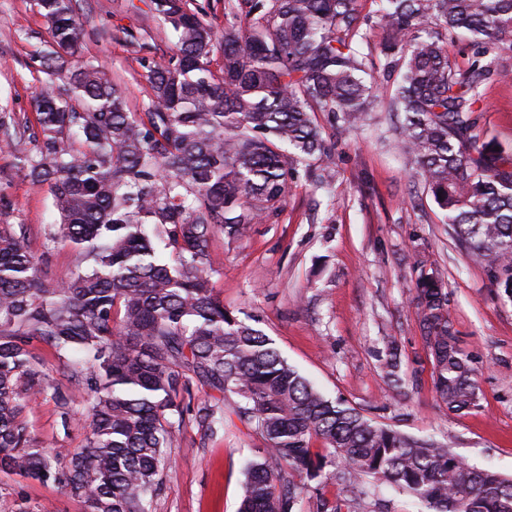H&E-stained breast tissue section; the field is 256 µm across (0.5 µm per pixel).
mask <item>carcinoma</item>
I'll use <instances>...</instances> for the list:
<instances>
[{
	"label": "carcinoma",
	"instance_id": "obj_1",
	"mask_svg": "<svg viewBox=\"0 0 512 512\" xmlns=\"http://www.w3.org/2000/svg\"><path fill=\"white\" fill-rule=\"evenodd\" d=\"M77 2L36 0L54 47L44 73L61 91L35 98L34 129L0 116V144L48 185L60 218L53 238L74 251L70 277L55 281L40 274L28 227L0 224V474L52 483L86 512H154L179 426L189 419L215 437L229 405L264 441L244 465L239 512H302L310 493L315 512H354L369 478L428 512H512V478L314 387L267 334L224 308L211 252L214 233L242 237L277 210L293 165L310 160L309 177L332 183L336 144L318 114L352 128L378 104L362 78L377 24L387 35L380 68L399 76L389 111L403 114L415 173L458 244L512 295V149L475 117L485 84L512 78L499 64L512 0H379L371 15L357 0H225L219 32L189 0H151L177 42L168 60L144 59L152 96L141 114L101 65L62 60L84 41ZM462 31L473 49L465 67L446 46ZM415 288L442 407L480 408L442 278L423 260ZM35 340L64 360L77 392L36 359ZM399 368L394 349L384 369L395 384ZM195 380L221 397L183 405ZM46 398L63 426L78 414L88 422L82 447L61 456L36 442L27 413ZM328 484L332 498L321 493Z\"/></svg>",
	"mask_w": 512,
	"mask_h": 512
}]
</instances>
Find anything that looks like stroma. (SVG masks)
<instances>
[{"mask_svg": "<svg viewBox=\"0 0 512 512\" xmlns=\"http://www.w3.org/2000/svg\"><path fill=\"white\" fill-rule=\"evenodd\" d=\"M85 29L80 58L104 66L132 111L151 90L131 37L146 36L155 58L175 51L172 32L149 8L128 0H78ZM51 49L35 0H0V113L35 123L34 98L45 90L40 57ZM380 107L356 128L325 126L336 143V179L323 191L297 165L285 198L243 238L216 235L222 263L215 287L238 318L255 317L288 363L326 395L340 398L378 424L451 448L470 464L512 476V298L453 239L442 211L417 179L383 106L392 80L377 77ZM479 124L512 148V80H490ZM59 216L47 186L32 182L13 150L0 148V224H24L41 274L67 279L74 252L47 244ZM426 260L443 278L448 318L478 373L479 410L443 411L434 390L415 301L416 264ZM401 359V387L381 369L389 347ZM32 435L67 453L85 442L84 418L60 424L52 400L33 405ZM263 441L234 414L224 432L205 439L184 425L172 450L156 512H236L245 458ZM86 512L51 483L0 476V506L38 512Z\"/></svg>", "mask_w": 512, "mask_h": 512, "instance_id": "stroma-1", "label": "stroma"}]
</instances>
